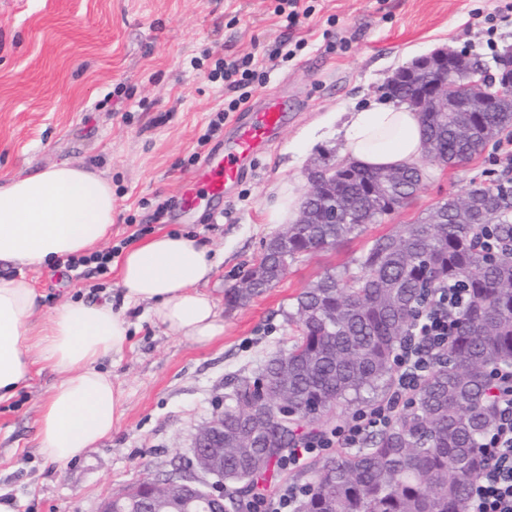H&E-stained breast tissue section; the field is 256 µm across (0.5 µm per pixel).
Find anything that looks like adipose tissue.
<instances>
[{
	"mask_svg": "<svg viewBox=\"0 0 512 512\" xmlns=\"http://www.w3.org/2000/svg\"><path fill=\"white\" fill-rule=\"evenodd\" d=\"M340 133L346 161L394 168L423 156L418 113L374 104L349 113ZM112 185L95 172L62 162L0 185V262L26 267L89 253L112 232ZM218 261L192 234L166 233L126 252L122 308L82 300L34 324L37 294L23 277L0 280V399L28 381L35 364L63 372L42 405L39 450L65 464L111 435L123 417L122 392L99 370L131 344L128 307L149 303L155 322L205 345L224 332L214 298L201 291Z\"/></svg>",
	"mask_w": 512,
	"mask_h": 512,
	"instance_id": "ef3b65f1",
	"label": "adipose tissue"
}]
</instances>
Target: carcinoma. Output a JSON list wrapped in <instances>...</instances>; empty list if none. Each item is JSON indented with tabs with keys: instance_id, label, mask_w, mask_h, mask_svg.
<instances>
[{
	"instance_id": "1",
	"label": "carcinoma",
	"mask_w": 512,
	"mask_h": 512,
	"mask_svg": "<svg viewBox=\"0 0 512 512\" xmlns=\"http://www.w3.org/2000/svg\"><path fill=\"white\" fill-rule=\"evenodd\" d=\"M422 76L403 70L396 98L419 111ZM424 136L458 166L512 127V99L489 112L448 115L421 112ZM375 171L352 166L322 188L350 218L336 223L290 224L250 270L256 287L226 294L235 306L272 287L297 256L329 249L401 207L408 187L395 185L377 207L366 205ZM487 220L457 219L456 198L437 205L397 234L371 241L357 271H325L296 298L288 321L298 336L254 376L237 378L225 395L224 484L252 489L273 476L296 439L338 408L387 396L394 384L393 357L424 295L455 278L469 288L472 304L444 359L405 401L385 428L359 448L342 449L315 464L298 512H465L469 483L486 465L485 435L498 421L490 399L492 375L512 366V186H480ZM505 251L486 258L478 239L486 229Z\"/></svg>"
}]
</instances>
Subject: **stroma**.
<instances>
[{"instance_id": "obj_1", "label": "stroma", "mask_w": 512, "mask_h": 512, "mask_svg": "<svg viewBox=\"0 0 512 512\" xmlns=\"http://www.w3.org/2000/svg\"><path fill=\"white\" fill-rule=\"evenodd\" d=\"M279 0H0V183L67 161L112 182L113 224L106 247L129 234L138 243L188 232L221 259L205 287L224 332L205 346L167 333L147 304L126 312L129 348L101 364L123 392L124 414L100 443L66 464L39 451L40 409L60 372L43 370L0 400V496L16 512H97L99 504L145 478L171 471L198 430L223 409L231 380L257 373L288 349L297 331L287 313L325 270L354 267L381 235L415 223L451 196L491 183L504 166L512 130L465 164L427 166L407 205L366 225L335 248L303 254L262 295L228 306L237 286L278 232L269 221L275 191L310 188L309 169L340 160L337 114L388 102L399 69L438 48L487 67L512 46V0H302L296 29L276 14ZM299 39L293 59L267 54ZM255 56L267 65L264 91L296 106L279 139L257 154L232 194L181 217V188L224 141L199 145L224 82L218 58ZM167 203L156 215L159 203ZM120 261L109 274L75 278L63 263L1 266L0 279L30 280L38 320L72 300L120 304Z\"/></svg>"}]
</instances>
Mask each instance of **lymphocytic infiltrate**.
Instances as JSON below:
<instances>
[{"instance_id": "f902f5d3", "label": "lymphocytic infiltrate", "mask_w": 512, "mask_h": 512, "mask_svg": "<svg viewBox=\"0 0 512 512\" xmlns=\"http://www.w3.org/2000/svg\"><path fill=\"white\" fill-rule=\"evenodd\" d=\"M214 72L223 79L230 98L210 121L207 132L211 135L223 126L227 113L246 104L250 89L265 82L264 72L258 70L250 56L217 59ZM469 302L468 291L460 288L457 281H448L435 289L413 318L400 346L392 396L362 409L346 425L302 435L288 454V468L302 467L312 455L333 447H359L369 433L387 426L397 414L399 397L416 388L447 351ZM494 400L499 419L482 444L487 464L469 486L466 512H512V368L500 372Z\"/></svg>"}]
</instances>
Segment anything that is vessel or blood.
I'll use <instances>...</instances> for the list:
<instances>
[{
    "mask_svg": "<svg viewBox=\"0 0 512 512\" xmlns=\"http://www.w3.org/2000/svg\"><path fill=\"white\" fill-rule=\"evenodd\" d=\"M293 107L274 94L258 101L228 130L218 152L203 164L195 181L180 192V210L191 213L202 199L224 197L246 172L247 162L274 142L287 125Z\"/></svg>",
    "mask_w": 512,
    "mask_h": 512,
    "instance_id": "1",
    "label": "vessel or blood"
}]
</instances>
